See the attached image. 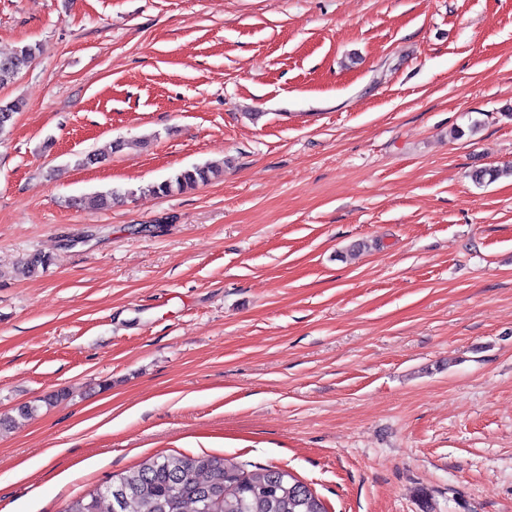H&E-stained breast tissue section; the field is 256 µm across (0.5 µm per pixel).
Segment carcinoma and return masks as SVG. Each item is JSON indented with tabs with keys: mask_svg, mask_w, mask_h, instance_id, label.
Segmentation results:
<instances>
[{
	"mask_svg": "<svg viewBox=\"0 0 512 512\" xmlns=\"http://www.w3.org/2000/svg\"><path fill=\"white\" fill-rule=\"evenodd\" d=\"M37 47L24 45L0 57V85L13 82L30 66ZM22 102H0V136L9 132ZM217 174L213 167L195 165L151 186L168 195L186 192ZM327 512L324 503L304 482L277 466L246 471L224 457L201 454H156L104 485L70 499L63 512Z\"/></svg>",
	"mask_w": 512,
	"mask_h": 512,
	"instance_id": "1",
	"label": "carcinoma"
}]
</instances>
